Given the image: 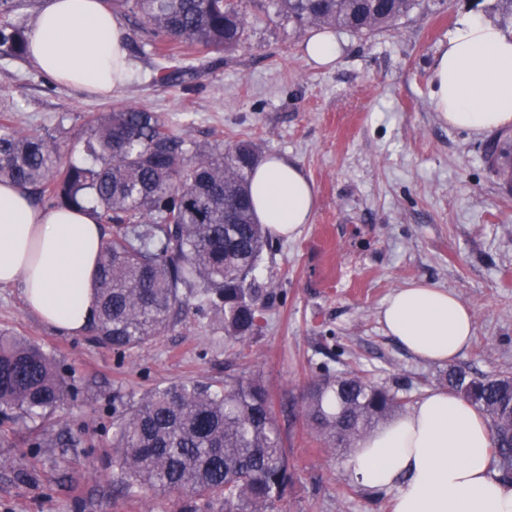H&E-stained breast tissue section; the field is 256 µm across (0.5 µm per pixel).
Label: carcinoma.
Listing matches in <instances>:
<instances>
[{
	"mask_svg": "<svg viewBox=\"0 0 512 512\" xmlns=\"http://www.w3.org/2000/svg\"><path fill=\"white\" fill-rule=\"evenodd\" d=\"M133 20L134 31L158 40L155 52L174 60L181 46L231 52L246 36L241 0H105ZM422 0H269L293 24L370 36L390 27ZM0 51L28 52L25 32L0 24ZM83 151L69 160L38 132L0 126V181H12L58 207L89 205L112 225L95 274L98 310L91 328L118 352L139 348L198 304L215 309L225 338L243 342L259 323L261 286L253 272L269 230L254 220V143L190 144L163 119L115 105L87 120ZM448 388L489 418L492 469L512 482V378L474 376L451 368ZM66 388L52 357L0 334V414L44 419ZM397 396L354 373L316 375L301 395L304 421L327 447L350 448L378 419L400 408ZM113 462L130 485L185 493V512H276L293 481L270 393L242 375L216 391L195 382L150 391L113 411Z\"/></svg>",
	"mask_w": 512,
	"mask_h": 512,
	"instance_id": "carcinoma-1",
	"label": "carcinoma"
}]
</instances>
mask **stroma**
<instances>
[{
	"mask_svg": "<svg viewBox=\"0 0 512 512\" xmlns=\"http://www.w3.org/2000/svg\"><path fill=\"white\" fill-rule=\"evenodd\" d=\"M246 42L183 56L167 85L152 50L134 55L120 94L60 85L26 57L0 53V125L80 151L89 114L129 104L159 115L186 141L249 139L261 154L295 160L313 182L310 224L277 238L256 271L259 328L229 343L210 307L190 311L147 345L118 354L92 334L68 336L0 287V332L54 356L69 389L45 421L0 415V512H183L186 496L129 487L113 463L112 409L153 388L240 375L269 389L294 472L285 512H392L393 496L357 483L350 452L327 449L304 424L300 394L312 376L359 371L411 408L443 385L446 365L415 359L388 336L380 309L419 282L454 293L475 313V338L455 367L512 374V176L488 149L512 128L481 135L449 126L432 107L431 68L457 19L473 12L512 31L497 0H424L369 37L347 31L336 67H312L305 32L267 0H244Z\"/></svg>",
	"mask_w": 512,
	"mask_h": 512,
	"instance_id": "35a3bbf8",
	"label": "stroma"
}]
</instances>
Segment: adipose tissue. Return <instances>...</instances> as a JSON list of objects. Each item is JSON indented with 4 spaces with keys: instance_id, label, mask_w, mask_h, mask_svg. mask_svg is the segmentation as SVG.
<instances>
[{
    "instance_id": "1",
    "label": "adipose tissue",
    "mask_w": 512,
    "mask_h": 512,
    "mask_svg": "<svg viewBox=\"0 0 512 512\" xmlns=\"http://www.w3.org/2000/svg\"><path fill=\"white\" fill-rule=\"evenodd\" d=\"M28 56L63 86L114 95L133 76L120 18L103 0H46ZM432 104L448 125L474 133L512 126V33L476 15L459 18L436 56ZM255 219L276 236L313 220L315 192L304 170L271 155L252 173ZM103 231L90 210L43 209L29 192L0 182V286H19L28 309L70 335L97 314L93 290ZM385 332L413 357L452 363L475 335V314L442 288L396 290L380 311ZM491 431L462 397L427 391L406 412L361 438L353 478L394 490L393 512H512V483L491 471Z\"/></svg>"
}]
</instances>
